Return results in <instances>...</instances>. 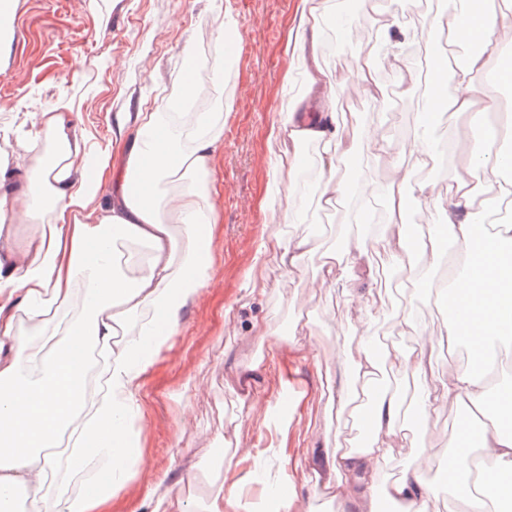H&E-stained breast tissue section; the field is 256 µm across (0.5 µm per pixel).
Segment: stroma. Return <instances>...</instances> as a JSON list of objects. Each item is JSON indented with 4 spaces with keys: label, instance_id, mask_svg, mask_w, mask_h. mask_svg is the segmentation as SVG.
Here are the masks:
<instances>
[{
    "label": "stroma",
    "instance_id": "obj_1",
    "mask_svg": "<svg viewBox=\"0 0 512 512\" xmlns=\"http://www.w3.org/2000/svg\"><path fill=\"white\" fill-rule=\"evenodd\" d=\"M14 2V16L0 35V127L19 133L30 128L46 103L64 96L75 104L77 131L103 148L117 139L122 113L161 111L184 81L186 46L224 65L223 84L207 85L210 100L223 103L224 121L213 171L214 202L222 217L213 231V275L142 381V459L113 498L112 512H155L152 492L165 472L177 484L184 512H200L208 494L203 474L212 466L232 495L227 512H254L257 504L281 493L288 497V512H323L318 486L336 479L324 467L325 455L359 438L349 409L336 399L346 372L341 354L359 342L358 312L346 302L345 283L313 287L323 274L316 253L306 256L292 276L282 274L277 254L267 253L263 293L251 292L244 279L261 241L281 232L336 244L349 216L340 208L329 213L328 229L313 232L310 223L320 205L298 180L288 206L306 211L309 223L275 224L274 214L261 206L269 162L283 150L268 140L267 129L309 87L305 63L289 64L284 53L297 0ZM331 14L341 49L325 67L338 71V120L378 128L395 147L412 133L424 97L436 141L460 125V118L441 111V93H422L420 76L407 60L389 67L390 78L379 84L377 96L353 91L346 79L360 54L347 34L354 22L340 8ZM218 16L233 26L234 52L215 50ZM288 70L292 91L284 98L279 88ZM337 178L346 191L362 179L382 191L394 174L385 161L352 157ZM370 262L380 276L375 304L381 316L374 336L397 337L411 347L418 332L438 336L448 319L441 305L431 303L423 283L409 270H396L385 256L371 255ZM402 308L411 310V326L400 325L396 313ZM258 322L268 326L269 335L255 330ZM298 339L310 342L309 355L296 350ZM284 380L289 392L306 393L303 409L285 419L265 412L266 401L278 395ZM407 428L414 445L382 464V480H391L399 468L419 469L432 486L437 512H458L460 500L436 482L448 434L456 428L452 407L433 416L413 407ZM238 446L247 448L248 456L238 466L223 467L224 454ZM299 460L305 469L319 470L318 484L294 474Z\"/></svg>",
    "mask_w": 512,
    "mask_h": 512
}]
</instances>
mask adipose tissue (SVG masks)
Masks as SVG:
<instances>
[{
  "label": "adipose tissue",
  "instance_id": "adipose-tissue-1",
  "mask_svg": "<svg viewBox=\"0 0 512 512\" xmlns=\"http://www.w3.org/2000/svg\"><path fill=\"white\" fill-rule=\"evenodd\" d=\"M325 16L314 0H298L285 53L290 60H304L311 94L284 110L268 137L292 147L322 146L319 176L309 192L328 202L338 196L335 174L348 158L384 156L393 167L395 180L384 203L386 224L373 233L357 229L343 249L329 253L328 275L321 281L325 287L342 279L355 281L346 301L360 306L376 280L364 265L368 252L386 253L426 279L442 263L444 241L468 250L475 225L497 214L503 228L512 230V205L503 204L512 188L504 185L503 168L489 150L497 139L512 138V124L486 123L488 102L474 81L497 55L502 37L512 35V5L488 0L476 15L465 0H444L440 14L420 25L405 28L390 18L378 28L350 32L361 47L352 82L371 92L380 62L401 64L405 44L419 41L432 28L452 31L467 21L476 23L479 50L456 67H436L450 80L445 111L469 113L470 120L467 129L454 132L447 227L441 232L427 225L415 245L403 213L409 199L433 196L438 184L416 178L402 160L427 159L433 129L427 118H420L411 137L393 149L378 131L337 123L332 79L316 50L305 47L307 36L321 32ZM73 110L72 101L56 100L26 132L22 153L10 161L0 159V223L47 228L34 248L9 246L0 257V498L25 486L33 491L39 512H108L131 468L118 452L134 445L127 419L138 407L141 379L213 273L209 249L219 214L211 175L223 129L212 112L135 113V135L120 145L122 165L112 164L111 152H104L90 179L82 165L88 157L83 136L70 121ZM480 140L485 150L476 149ZM132 173L143 182L137 197L126 187ZM130 243L143 247L144 259L124 272L116 269L112 251ZM314 246L310 238L261 243L248 273L249 288L264 286L268 248L279 251L281 268L290 274ZM453 286L465 317L449 319L442 343L464 345L473 356L487 358L488 341L512 339V262L500 264L489 277H458ZM135 312L141 315L135 338L120 339L126 318ZM22 318L28 338L19 342L15 336ZM376 319L367 313L358 328L360 347L342 353L353 375L338 389L342 404L356 402L357 383L371 382L382 364L415 375L426 367L434 347L428 337L414 349L382 358L374 354L370 344ZM57 336L64 347L52 346ZM486 395L480 376L452 364L440 383L418 390L415 402L430 414L444 401L480 408ZM369 407L371 427L363 445L329 456L336 482L323 487V500L337 512L347 507L380 512L383 500L400 512H434L432 490L419 471L387 483L379 480L381 461L407 438L405 397L389 391ZM480 448L494 464L478 475H471L466 457L453 449L441 464L450 491L464 498L468 512H485L488 500L512 488V434L484 430ZM95 461L106 466L97 489L66 495L63 478Z\"/></svg>",
  "mask_w": 512,
  "mask_h": 512
}]
</instances>
